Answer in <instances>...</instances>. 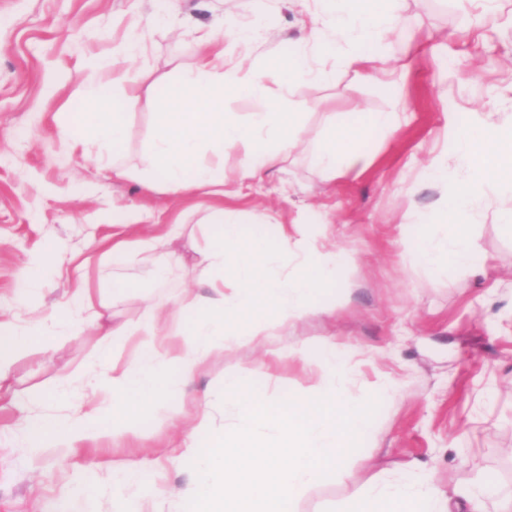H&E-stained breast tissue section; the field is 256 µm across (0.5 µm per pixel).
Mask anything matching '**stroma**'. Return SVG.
I'll use <instances>...</instances> for the list:
<instances>
[{"instance_id":"stroma-1","label":"stroma","mask_w":512,"mask_h":512,"mask_svg":"<svg viewBox=\"0 0 512 512\" xmlns=\"http://www.w3.org/2000/svg\"><path fill=\"white\" fill-rule=\"evenodd\" d=\"M226 19H257L269 31L253 52L259 62L285 59L299 35L287 0H268L262 15L254 0H0V305L15 302L21 273L50 244L88 264L71 269L68 278L45 280L39 302L46 306L65 305L78 280L111 300L117 273L143 282L112 308L117 321L134 323L147 306L201 288L192 269L164 281L144 265L113 271L95 244L113 232L103 215L129 208L147 209L155 224L185 216L191 240L210 244L201 213L183 215L181 205L148 184L153 115L147 101L132 107L120 150L129 177L113 178L94 152L73 148L72 141L85 131L79 101L89 77L85 59L113 57L114 40L138 28L145 53L132 62L113 59L128 83L145 92L175 67L192 65L197 31ZM387 39L404 64L397 84L356 81L340 56L326 57L333 80L301 87L289 98L290 111L303 115L306 137L284 170L243 182L233 168L225 170L231 194L224 205L237 213L243 236L265 214L274 224H304L309 234L326 228L327 247L353 255L315 300L335 305V313L306 317L272 342L284 354L272 374L263 372L262 350L228 349L190 388L197 396L210 394L218 412L225 374L244 368L270 398L304 392L319 356L304 364L288 358V350L305 341L341 349L358 371L350 396L371 404L375 431L348 457L352 479L327 477L302 496L297 512H335L410 459L434 463L435 481L447 488L470 481L512 487V232L497 223L503 201L487 192L469 228L482 276L465 267L435 273L411 262L401 239L417 232V214L441 207L446 195L426 166L443 145L447 114L463 125L482 116L498 125L512 122V0H493L487 11L469 0H402L400 25ZM314 100L320 108H311ZM378 112H405L409 121L386 137L371 125ZM350 121L365 130L358 145L365 162L325 181L311 153L330 124ZM86 182L95 185L94 195L81 194ZM342 288L349 300L338 305ZM97 348L89 331L58 337L47 352L15 360L13 388L20 396L40 392L48 412L71 413L55 384L83 376ZM388 379L395 391L377 392V383ZM16 419L13 406H0V512H113L115 459L139 461L146 487L158 481L182 487L194 477L172 446L169 424L146 410L139 417L141 447L78 455L46 448L31 467L8 434ZM90 472L96 493L64 498V484L79 486Z\"/></svg>"}]
</instances>
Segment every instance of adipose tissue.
I'll return each instance as SVG.
<instances>
[{"label":"adipose tissue","mask_w":512,"mask_h":512,"mask_svg":"<svg viewBox=\"0 0 512 512\" xmlns=\"http://www.w3.org/2000/svg\"><path fill=\"white\" fill-rule=\"evenodd\" d=\"M332 2L322 19L303 26L288 58L273 65H260L251 58L262 27L227 22L221 29L203 32L196 38L195 63L167 79L161 91L149 98L154 117L152 172L161 176L172 196L201 190L215 201L206 216L215 244L201 250L198 258L208 273L206 293L183 289L165 312L132 328L113 325L107 304L84 284L73 288L68 305L34 307L30 300L42 280L68 271V260L50 247L19 279L17 300L29 305L27 318L0 306V394L11 390L13 360L44 350L57 336L96 332L100 337L96 361L110 365L104 375L91 371L79 382H61L62 396L76 403L74 413L50 416L37 395L15 399L21 412L15 434L29 459H36L44 448L71 453L139 438L141 409L151 408L164 421L177 418L185 389L218 352L267 346L314 314L319 284L336 278L340 265L336 253L307 236L301 225L272 228L262 219L254 227L272 232V244L262 253L243 247L235 215L219 202L226 194L227 160H234L238 179H258L280 168L302 144L301 115L286 106L296 88L332 79V71L316 66V58L333 53L344 42L352 50L342 60L357 80L379 74L392 79L398 74L400 57L393 48L374 58L359 51L361 45L383 41L397 27L395 0ZM228 37L236 47L232 56L224 50ZM89 67L96 76L81 93L86 126L81 145L95 148L98 163L110 167L113 178L123 179L129 171L117 150L128 126L126 107L137 95L126 89L121 75L105 78L103 62L90 61ZM231 93L257 101L259 110L246 120L226 111L224 99ZM361 137L362 130L353 121L330 127L316 155L321 173L332 179L342 166L362 163L364 157L356 148ZM447 142L449 151L435 156L429 169L436 179L449 182L448 163L453 160L464 176L449 182L442 207L418 217L420 224L445 228L446 233L440 239L426 235L407 241L409 260L438 269L468 264L474 240L467 228L486 188L512 195V124L452 122ZM112 223L123 231L122 236L109 238L107 254L113 264L126 261L135 241L152 253L160 277L180 275L183 261L172 244L183 235L185 222L149 224L144 211L134 208L113 214ZM190 314L195 321L189 326L185 318ZM120 336L135 341L132 354L122 362L110 358ZM319 350L322 366L310 393L272 399L248 385L242 375H225L224 401L236 412L234 426L215 433L208 447L199 446L198 434L214 428L209 400L199 401L195 430L180 442L194 461L196 476L181 489L155 486L154 496L174 500L175 512H289L307 487L328 474L350 479L346 459L356 439L371 435L373 419L369 409L347 393L348 370L336 345L323 343ZM138 472L134 462H113L116 512H143ZM493 498L498 512H512V496H499L493 485L477 484L451 493L414 459L401 475L368 485L344 512H487Z\"/></svg>","instance_id":"1"}]
</instances>
